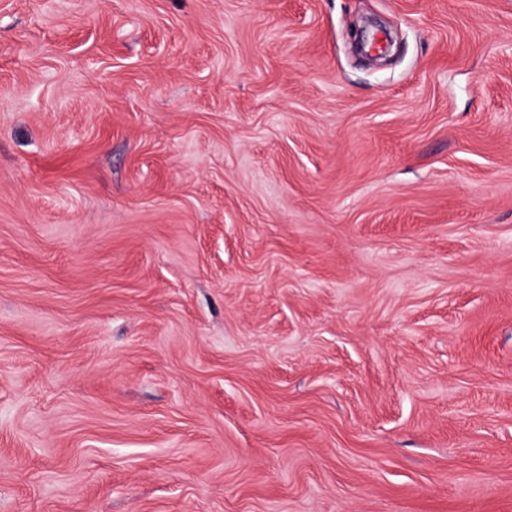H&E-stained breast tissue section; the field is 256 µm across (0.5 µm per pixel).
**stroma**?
I'll return each instance as SVG.
<instances>
[{
  "mask_svg": "<svg viewBox=\"0 0 512 512\" xmlns=\"http://www.w3.org/2000/svg\"><path fill=\"white\" fill-rule=\"evenodd\" d=\"M0 512H512V0H0Z\"/></svg>",
  "mask_w": 512,
  "mask_h": 512,
  "instance_id": "stroma-1",
  "label": "stroma"
}]
</instances>
